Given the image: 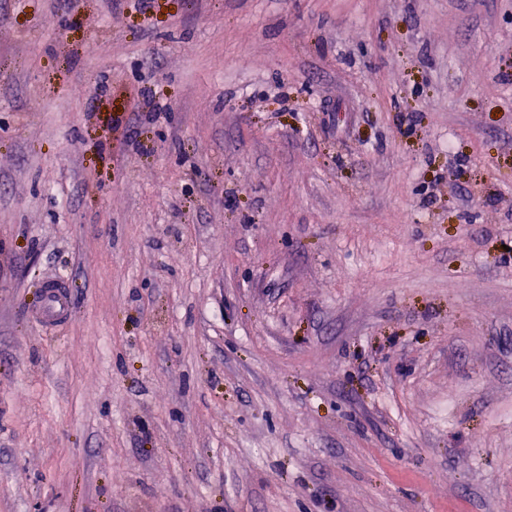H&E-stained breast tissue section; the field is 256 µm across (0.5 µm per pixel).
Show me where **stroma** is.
Instances as JSON below:
<instances>
[{"label": "stroma", "mask_w": 512, "mask_h": 512, "mask_svg": "<svg viewBox=\"0 0 512 512\" xmlns=\"http://www.w3.org/2000/svg\"><path fill=\"white\" fill-rule=\"evenodd\" d=\"M0 512H512V0H0ZM46 288H49V291L44 297L42 312L39 318L66 313L69 308L70 299L67 293L61 289L65 287L60 283H53Z\"/></svg>", "instance_id": "obj_1"}]
</instances>
